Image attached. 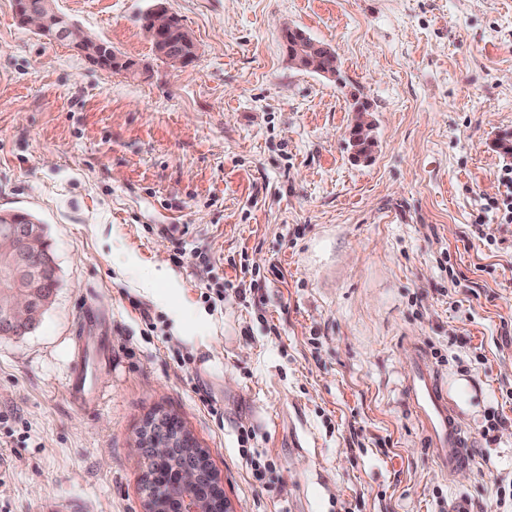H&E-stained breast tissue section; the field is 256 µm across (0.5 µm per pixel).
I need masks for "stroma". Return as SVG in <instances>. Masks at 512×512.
<instances>
[{
	"label": "stroma",
	"mask_w": 512,
	"mask_h": 512,
	"mask_svg": "<svg viewBox=\"0 0 512 512\" xmlns=\"http://www.w3.org/2000/svg\"><path fill=\"white\" fill-rule=\"evenodd\" d=\"M151 5L55 0L130 76L0 0V210L43 225L58 278L35 328L0 336V512H144L129 442L158 410L235 512H495L512 224L484 207L512 164V0H167L197 47L185 67L157 56ZM286 24L339 77L296 69ZM356 100L375 123L359 158ZM419 350L471 441L452 478L409 404Z\"/></svg>",
	"instance_id": "1"
}]
</instances>
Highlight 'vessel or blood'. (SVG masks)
Instances as JSON below:
<instances>
[{
	"label": "vessel or blood",
	"mask_w": 512,
	"mask_h": 512,
	"mask_svg": "<svg viewBox=\"0 0 512 512\" xmlns=\"http://www.w3.org/2000/svg\"><path fill=\"white\" fill-rule=\"evenodd\" d=\"M407 392L441 469L448 475H455L468 464L470 448L462 424L444 396L436 371L425 354L415 357Z\"/></svg>",
	"instance_id": "vessel-or-blood-1"
}]
</instances>
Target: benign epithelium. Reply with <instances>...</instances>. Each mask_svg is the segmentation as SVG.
<instances>
[{"label": "benign epithelium", "instance_id": "benign-epithelium-1", "mask_svg": "<svg viewBox=\"0 0 512 512\" xmlns=\"http://www.w3.org/2000/svg\"><path fill=\"white\" fill-rule=\"evenodd\" d=\"M20 25L42 38L64 42L90 63L112 69V53L106 44L94 39L78 25L58 12L54 0H14ZM151 35L157 54L170 64L180 66L194 50L192 37L176 22V15L164 0L151 7ZM325 47L307 38L297 39L288 50L289 60L298 68L322 73L320 59ZM374 123L369 110H355L352 142L358 146L373 140ZM56 266L42 225L31 218H18L16 212H0V335L21 336L38 321L53 297L49 276ZM130 447L141 458H165L180 448H193V439L180 429L166 430L164 414L143 424L132 437ZM181 489L180 512H206V504L197 491L219 478L194 456L176 465L173 475Z\"/></svg>", "mask_w": 512, "mask_h": 512}]
</instances>
